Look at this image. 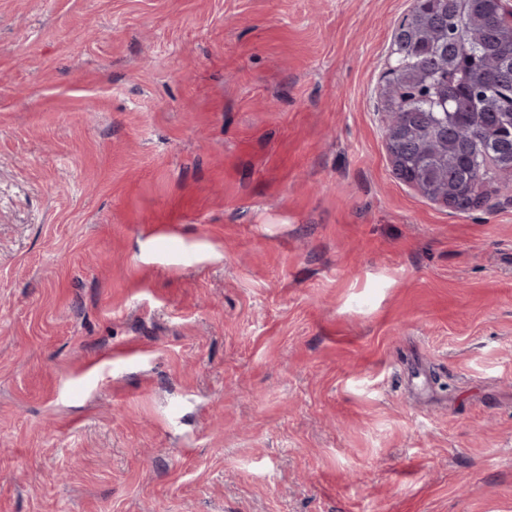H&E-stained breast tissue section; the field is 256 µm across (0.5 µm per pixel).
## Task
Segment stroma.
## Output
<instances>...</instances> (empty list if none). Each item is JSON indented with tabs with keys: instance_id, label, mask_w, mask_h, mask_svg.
<instances>
[{
	"instance_id": "obj_1",
	"label": "stroma",
	"mask_w": 512,
	"mask_h": 512,
	"mask_svg": "<svg viewBox=\"0 0 512 512\" xmlns=\"http://www.w3.org/2000/svg\"><path fill=\"white\" fill-rule=\"evenodd\" d=\"M414 0H0V512H512V175L393 169Z\"/></svg>"
}]
</instances>
